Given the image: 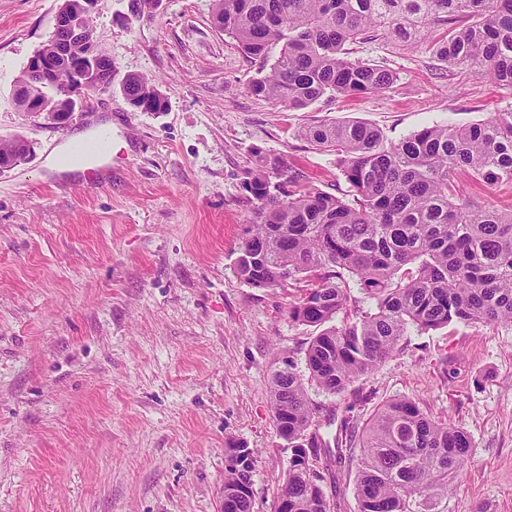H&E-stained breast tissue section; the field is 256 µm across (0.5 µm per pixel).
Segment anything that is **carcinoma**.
<instances>
[{"label": "carcinoma", "mask_w": 512, "mask_h": 512, "mask_svg": "<svg viewBox=\"0 0 512 512\" xmlns=\"http://www.w3.org/2000/svg\"><path fill=\"white\" fill-rule=\"evenodd\" d=\"M212 20L261 64L247 91L291 109L392 87L396 71L350 55V45L379 36L423 45L512 90V0H214ZM438 27L444 33L435 38ZM303 136L336 154L348 196L292 176L280 155L259 156L241 183L253 217L236 269L254 288L312 280L290 309L293 320L321 328L306 350L308 379L288 363L272 381L274 423L291 452L276 512H331L323 489L331 464L315 429L320 406L305 381L340 396L412 330L512 328V210L467 198L457 183L460 171L488 190L512 183V110L397 142L364 122H324ZM353 284L368 307L336 326ZM469 445L466 432L416 403L388 402L361 438L359 512H429L462 473ZM253 473L248 449H229L224 512H252Z\"/></svg>", "instance_id": "cac0c4a2"}]
</instances>
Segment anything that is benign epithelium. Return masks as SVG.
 <instances>
[{
    "label": "benign epithelium",
    "mask_w": 512,
    "mask_h": 512,
    "mask_svg": "<svg viewBox=\"0 0 512 512\" xmlns=\"http://www.w3.org/2000/svg\"><path fill=\"white\" fill-rule=\"evenodd\" d=\"M97 0H65L56 16L54 45L35 53L28 61L30 75L22 108L33 117H45L60 128L67 126L75 112L90 98L112 88V79L102 73L110 68L109 57L99 50L96 40L82 25L92 14ZM67 65L69 82L55 92L58 105L53 112L44 108V90L55 88V76Z\"/></svg>",
    "instance_id": "1"
}]
</instances>
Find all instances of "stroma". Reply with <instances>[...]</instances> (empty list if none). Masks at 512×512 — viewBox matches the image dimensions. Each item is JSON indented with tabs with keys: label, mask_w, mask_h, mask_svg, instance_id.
<instances>
[{
	"label": "stroma",
	"mask_w": 512,
	"mask_h": 512,
	"mask_svg": "<svg viewBox=\"0 0 512 512\" xmlns=\"http://www.w3.org/2000/svg\"><path fill=\"white\" fill-rule=\"evenodd\" d=\"M63 2L0 0V139L33 148L0 172V512H224L225 459L240 447L254 462V512H274L290 452L270 381L288 360L305 373L318 330L289 315L302 284L255 288L237 273L247 170L281 155L340 197L336 157L306 127L359 120L397 141L486 120L512 108V91L380 38L356 55L395 70L390 89L293 110L247 92L258 64L214 27L213 0H159L150 18L133 0H98L112 91L58 128L21 112L15 90ZM132 76L154 79L165 111L127 102ZM106 122L103 184L49 169L62 145ZM394 399L470 438L436 512H512L511 329L410 332L320 416L319 432L360 437ZM355 480V461L333 464L334 512H357Z\"/></svg>",
	"instance_id": "obj_1"
}]
</instances>
